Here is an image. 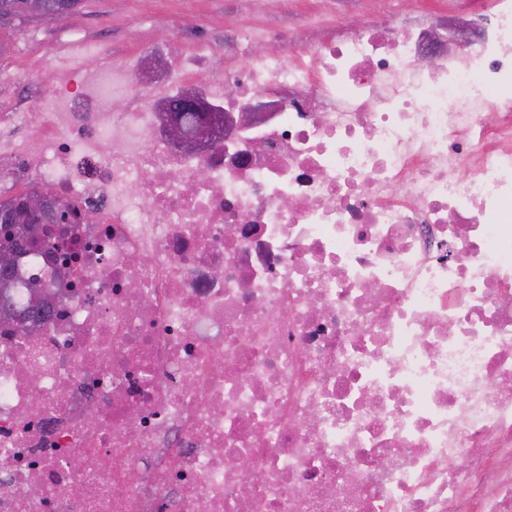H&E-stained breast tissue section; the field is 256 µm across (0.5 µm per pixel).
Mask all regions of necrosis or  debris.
<instances>
[{
    "mask_svg": "<svg viewBox=\"0 0 512 512\" xmlns=\"http://www.w3.org/2000/svg\"><path fill=\"white\" fill-rule=\"evenodd\" d=\"M491 25L467 64L274 43L206 83L269 98L200 155L126 67L14 113L0 159L91 219L20 261L52 320L0 325V512H512V0Z\"/></svg>",
    "mask_w": 512,
    "mask_h": 512,
    "instance_id": "obj_1",
    "label": "necrosis or debris"
}]
</instances>
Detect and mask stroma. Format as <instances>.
<instances>
[{"mask_svg":"<svg viewBox=\"0 0 512 512\" xmlns=\"http://www.w3.org/2000/svg\"><path fill=\"white\" fill-rule=\"evenodd\" d=\"M496 8L497 0H83L72 14L0 27V128L9 113L30 111L47 96L42 73L62 69L49 48L71 47L81 37L99 42L113 65L137 69L163 30L172 56L213 45L207 68L182 80L195 86L210 73L258 64L274 36L313 47L330 34L432 26L447 30L451 48L466 57Z\"/></svg>","mask_w":512,"mask_h":512,"instance_id":"obj_1","label":"stroma"}]
</instances>
